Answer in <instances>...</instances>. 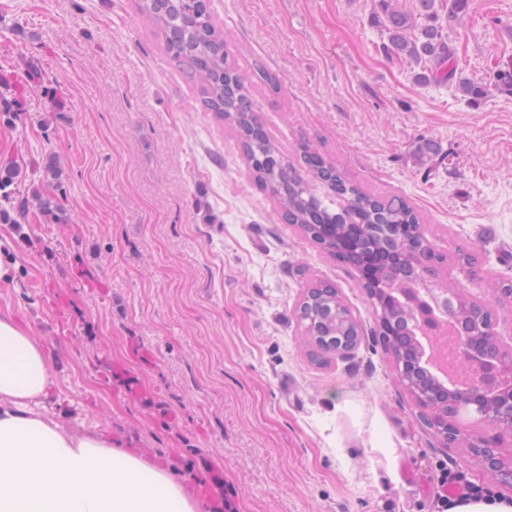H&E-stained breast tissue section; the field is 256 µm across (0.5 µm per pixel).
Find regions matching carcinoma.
<instances>
[{"label":"carcinoma","instance_id":"cac0c4a2","mask_svg":"<svg viewBox=\"0 0 512 512\" xmlns=\"http://www.w3.org/2000/svg\"><path fill=\"white\" fill-rule=\"evenodd\" d=\"M418 3L430 23L414 40L405 35L413 25L411 16L386 8L390 47L416 63L434 66L419 79L451 84L456 77L455 48L436 22L435 0ZM139 7L153 21L168 56L198 88L203 107L236 131L256 185L270 196L283 221L298 226L323 250L358 271L370 258L377 259L372 277L362 279V287L412 393L426 395V383L432 377L414 346L418 315L413 300L439 290L443 256L427 238L414 208L401 196L376 195L351 183L306 142L299 147V163L288 160L261 119L252 80L240 72L224 47L209 0H139ZM493 82L497 89L512 93V62L499 65ZM43 172L42 184L22 199L10 175L0 174L1 223L26 221L32 205L45 217H60L56 196L43 191L46 186L59 190L60 171L48 164ZM315 182L328 193L319 195ZM448 315L463 333L485 336L492 330L493 314L471 318L466 299L453 297ZM295 316L322 360L332 356L339 343L361 332L337 288L327 281L308 287Z\"/></svg>","mask_w":512,"mask_h":512}]
</instances>
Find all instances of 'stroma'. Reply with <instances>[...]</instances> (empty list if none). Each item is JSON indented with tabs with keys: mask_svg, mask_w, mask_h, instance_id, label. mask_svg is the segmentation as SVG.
Listing matches in <instances>:
<instances>
[{
	"mask_svg": "<svg viewBox=\"0 0 512 512\" xmlns=\"http://www.w3.org/2000/svg\"><path fill=\"white\" fill-rule=\"evenodd\" d=\"M211 5L241 71L276 77L255 95L289 158L316 145L407 199L441 253L476 252V272L447 261L441 276L512 344V94L418 81L381 0ZM444 31L462 77L490 82L512 60V0H469ZM1 94L20 110L0 113V167L24 195L53 159L66 220L0 223L15 267L0 309L45 345L74 431H111L198 512H443V466L512 499L427 425L357 273L281 219L137 0H0ZM315 279L362 327L326 366L293 316Z\"/></svg>",
	"mask_w": 512,
	"mask_h": 512,
	"instance_id": "stroma-1",
	"label": "stroma"
}]
</instances>
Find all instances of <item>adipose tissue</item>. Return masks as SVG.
<instances>
[{"instance_id":"obj_1","label":"adipose tissue","mask_w":512,"mask_h":512,"mask_svg":"<svg viewBox=\"0 0 512 512\" xmlns=\"http://www.w3.org/2000/svg\"><path fill=\"white\" fill-rule=\"evenodd\" d=\"M53 369L42 342L1 311L0 512H197L165 470L50 413Z\"/></svg>"}]
</instances>
